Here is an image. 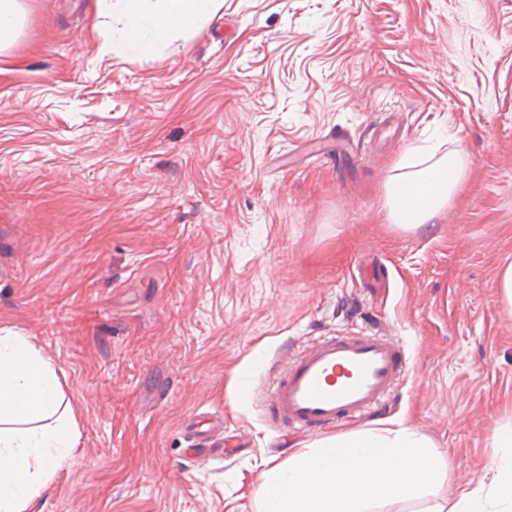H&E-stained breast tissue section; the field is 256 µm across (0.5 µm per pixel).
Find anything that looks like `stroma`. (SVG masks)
Masks as SVG:
<instances>
[{
	"instance_id": "35a3bbf8",
	"label": "stroma",
	"mask_w": 512,
	"mask_h": 512,
	"mask_svg": "<svg viewBox=\"0 0 512 512\" xmlns=\"http://www.w3.org/2000/svg\"><path fill=\"white\" fill-rule=\"evenodd\" d=\"M0 51V328L56 369L77 440L31 512H259L317 442L264 400L282 353L389 323L407 372L330 436L400 421L443 476L512 424V0H224L145 57L90 0H24ZM459 151L436 223L384 221L401 156ZM248 442L188 454L199 434Z\"/></svg>"
}]
</instances>
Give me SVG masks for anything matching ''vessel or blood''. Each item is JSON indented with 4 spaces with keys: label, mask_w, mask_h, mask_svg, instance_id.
<instances>
[{
    "label": "vessel or blood",
    "mask_w": 512,
    "mask_h": 512,
    "mask_svg": "<svg viewBox=\"0 0 512 512\" xmlns=\"http://www.w3.org/2000/svg\"><path fill=\"white\" fill-rule=\"evenodd\" d=\"M406 368L394 337L327 336L286 360L264 408L279 429H322L378 407Z\"/></svg>",
    "instance_id": "vessel-or-blood-1"
}]
</instances>
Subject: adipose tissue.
Returning a JSON list of instances; mask_svg holds the SVG:
<instances>
[{"label": "adipose tissue", "instance_id": "adipose-tissue-1", "mask_svg": "<svg viewBox=\"0 0 512 512\" xmlns=\"http://www.w3.org/2000/svg\"><path fill=\"white\" fill-rule=\"evenodd\" d=\"M223 0H94L103 20L109 52L154 54L179 35L196 31L222 8ZM120 24L122 38L108 34ZM460 153L450 152L418 167L407 157L385 183V219L408 231L434 223L450 205L465 179ZM76 422L65 403L51 363L20 336H0V512H28L54 474L68 462L75 446ZM491 482L462 489L437 512H489L490 503L512 506V428L495 430Z\"/></svg>", "mask_w": 512, "mask_h": 512}]
</instances>
